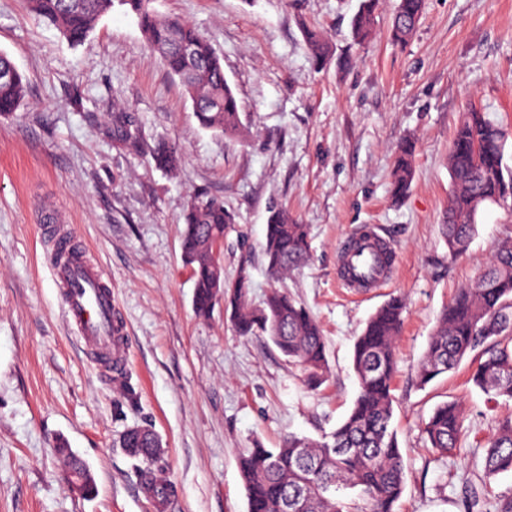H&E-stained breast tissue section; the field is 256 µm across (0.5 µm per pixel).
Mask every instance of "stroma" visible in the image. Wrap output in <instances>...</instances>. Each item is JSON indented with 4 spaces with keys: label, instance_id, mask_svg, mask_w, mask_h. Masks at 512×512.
Wrapping results in <instances>:
<instances>
[{
    "label": "stroma",
    "instance_id": "35a3bbf8",
    "mask_svg": "<svg viewBox=\"0 0 512 512\" xmlns=\"http://www.w3.org/2000/svg\"><path fill=\"white\" fill-rule=\"evenodd\" d=\"M359 4L154 0L222 56L249 129L238 140L200 128L126 7L114 6L73 46L24 0H0V51L27 79L23 106L0 117V512H155L139 491L136 460L119 444L137 426L162 442V470L176 488L167 512H247L240 451L336 428L358 392L354 340L394 295L406 303L393 385L405 461L397 510L464 512L512 400L487 401L468 383L466 360L425 386L416 372L442 309L512 230V208L484 207L468 253L454 260L441 228L460 113L474 104L512 128V0H425L403 45L389 39L395 0H383L371 39L354 42ZM305 23L331 35L350 68H314ZM127 117L136 137L128 144L117 137ZM409 137L415 175L395 203L390 173ZM159 142L181 149L175 172L156 166ZM199 192L234 212L224 277L249 266L256 304L271 286L262 252L270 210L284 208L308 226L311 259L283 285L326 336L330 374L319 390L307 389L265 338L239 335L224 303L210 317L196 314L181 234L186 203ZM48 212L107 275L126 327L120 383L102 378L64 321L45 242ZM367 225L399 263L387 286L354 294L336 279L337 253ZM446 401L463 404L467 432L441 459L425 447L422 427ZM62 439L88 464L94 498L69 485L56 450Z\"/></svg>",
    "mask_w": 512,
    "mask_h": 512
}]
</instances>
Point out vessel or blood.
I'll list each match as a JSON object with an SVG mask.
<instances>
[{
	"label": "vessel or blood",
	"instance_id": "vessel-or-blood-1",
	"mask_svg": "<svg viewBox=\"0 0 512 512\" xmlns=\"http://www.w3.org/2000/svg\"><path fill=\"white\" fill-rule=\"evenodd\" d=\"M46 232L56 253L53 265L55 283L62 296L67 323L74 327L86 352L96 360L108 379H121L126 367L123 336L125 327L114 313L112 290L101 267L81 251L73 250L65 232L48 225ZM378 234L346 237L340 248V281L357 291L367 276L383 281L384 266L378 260L382 251Z\"/></svg>",
	"mask_w": 512,
	"mask_h": 512
}]
</instances>
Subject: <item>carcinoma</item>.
Instances as JSON below:
<instances>
[{"label":"carcinoma","mask_w":512,"mask_h":512,"mask_svg":"<svg viewBox=\"0 0 512 512\" xmlns=\"http://www.w3.org/2000/svg\"><path fill=\"white\" fill-rule=\"evenodd\" d=\"M138 19L150 53L178 77L201 128L242 139L237 97L224 77V63L209 38L189 22L158 13L152 0H25L27 8L72 44L82 42L114 2ZM381 0H361L352 20L358 42L373 32ZM424 0H397L390 26L393 41L403 43L418 26ZM314 64L332 60L327 36L303 29ZM0 116L17 111L26 94V79L10 57L0 52ZM506 133L476 107L462 113L448 154L451 192L443 215L448 255H466L476 232V216L485 204L512 199V167L504 160ZM414 145L403 141L392 172V193L400 199L413 180ZM156 163L177 167L181 156L166 143L153 149ZM234 214L224 202L203 194L187 202L182 257L194 280L198 316L210 315L220 299L232 309L242 336L264 335L298 368L304 381L318 387L329 375L327 340L310 311L284 288L273 287L262 304L250 301L251 272L243 267L227 281L220 247ZM311 252L308 226L290 222L282 208L272 211L265 230L263 255L275 281L301 269ZM403 299L393 296L368 319L356 337L352 368L359 391L353 405L330 436L313 440L290 434L277 448L260 444L244 449L238 468L247 498V512H285V503L300 497L305 512H397L405 480V462L392 428V382L397 372L395 342L403 324ZM474 355L470 380L490 398L512 399V233L500 239L480 275L458 289L443 308L418 365L420 384L454 371ZM466 414L458 402L437 405L423 424L426 444L440 456L454 453L465 432ZM122 448L143 464V479L154 476L160 449L150 429L121 437ZM512 474V417L497 424L482 462L483 489L473 493L466 512H512V491L493 494L491 481Z\"/></svg>","instance_id":"1"}]
</instances>
